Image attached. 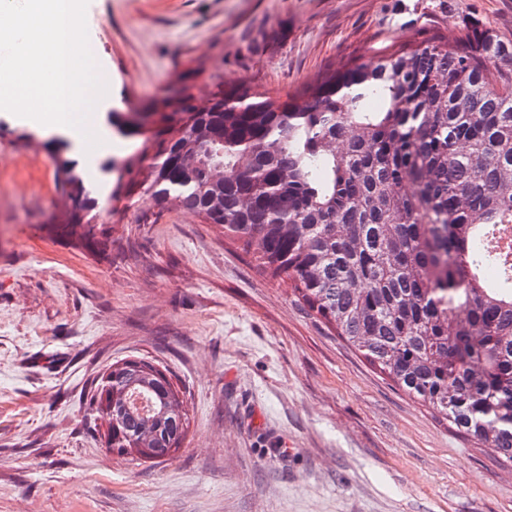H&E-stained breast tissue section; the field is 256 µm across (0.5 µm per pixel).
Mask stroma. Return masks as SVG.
I'll return each mask as SVG.
<instances>
[{"label": "stroma", "mask_w": 512, "mask_h": 512, "mask_svg": "<svg viewBox=\"0 0 512 512\" xmlns=\"http://www.w3.org/2000/svg\"><path fill=\"white\" fill-rule=\"evenodd\" d=\"M512 0H89L110 112L219 77L279 95ZM54 133L0 112V512H512V463L398 390L224 229L88 170L104 245L58 236ZM165 366L188 414L170 459L112 455L89 399L112 364Z\"/></svg>", "instance_id": "stroma-1"}]
</instances>
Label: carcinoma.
<instances>
[{"label":"carcinoma","instance_id":"obj_1","mask_svg":"<svg viewBox=\"0 0 512 512\" xmlns=\"http://www.w3.org/2000/svg\"><path fill=\"white\" fill-rule=\"evenodd\" d=\"M140 140L116 190L220 224L263 271L409 398L512 462V39L473 24L413 39L283 100L213 83L112 113ZM49 223L101 244L98 200L64 152ZM106 447L153 462L188 417L166 373L112 365L90 398Z\"/></svg>","mask_w":512,"mask_h":512}]
</instances>
